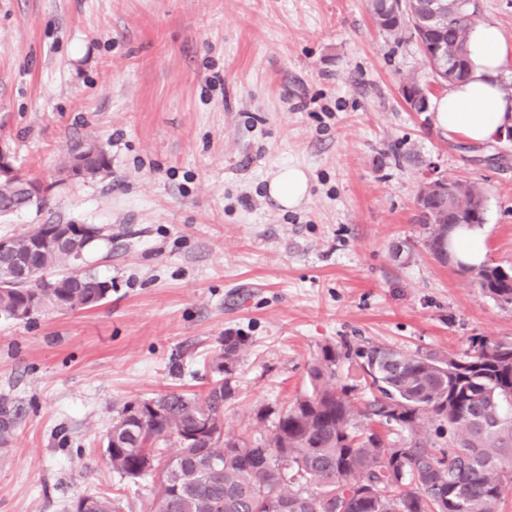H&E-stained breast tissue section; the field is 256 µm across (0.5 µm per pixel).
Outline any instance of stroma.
Instances as JSON below:
<instances>
[{
	"instance_id": "35a3bbf8",
	"label": "stroma",
	"mask_w": 512,
	"mask_h": 512,
	"mask_svg": "<svg viewBox=\"0 0 512 512\" xmlns=\"http://www.w3.org/2000/svg\"><path fill=\"white\" fill-rule=\"evenodd\" d=\"M411 79L447 89L369 0H0L15 167L56 181L89 143L110 162L0 236L112 231L82 261L112 284L99 306L0 321V512L95 492L149 512L157 478L112 472L106 435L125 402L204 395L226 334L246 342L224 427L251 439L309 392L322 346L462 356L512 338V305L435 260L417 205L427 175L480 184L486 262L512 267V140L443 134L406 105ZM288 165L311 179L291 210L266 192Z\"/></svg>"
}]
</instances>
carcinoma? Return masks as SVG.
<instances>
[{
    "label": "carcinoma",
    "instance_id": "1",
    "mask_svg": "<svg viewBox=\"0 0 512 512\" xmlns=\"http://www.w3.org/2000/svg\"><path fill=\"white\" fill-rule=\"evenodd\" d=\"M392 11L383 0H370L373 19L388 35L399 39L408 30L470 64V0H451L426 30L396 21ZM450 13L456 15L451 21ZM30 182L20 173L0 182L1 218L44 206L26 196ZM483 200L480 186L462 185L453 205L463 223H484ZM420 221L428 226V249L438 254L448 246L446 225L431 223L424 212ZM39 228L12 237L0 270L32 257L52 287L0 288L1 319L21 312L29 320L45 308H93L112 289L88 270H70L73 251L88 239L76 235L68 249L45 244L35 250ZM461 270L475 273L492 298L512 304V267ZM243 346L244 337L224 336V348L212 359L216 379L204 397L170 392L118 411L105 454L122 477L159 472L150 512H277L284 500L297 505L292 512H502L512 483V338L476 336L471 352L459 358L374 343L345 354L325 346L309 367L311 391L278 412L269 436L255 440L224 430V405L234 393L225 373L236 368ZM343 356L359 366L368 402L354 395L356 387L336 385ZM367 421L395 427L406 438L392 442L368 433ZM444 429L446 448L431 437ZM159 441L176 445V453L163 457ZM148 459L154 466L140 468ZM79 501L90 502L91 512H122L105 494Z\"/></svg>",
    "mask_w": 512,
    "mask_h": 512
}]
</instances>
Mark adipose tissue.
<instances>
[{
  "instance_id": "1",
  "label": "adipose tissue",
  "mask_w": 512,
  "mask_h": 512,
  "mask_svg": "<svg viewBox=\"0 0 512 512\" xmlns=\"http://www.w3.org/2000/svg\"><path fill=\"white\" fill-rule=\"evenodd\" d=\"M468 49L469 73L434 101V122L447 135L459 134L470 143L483 144L512 128V94L503 90L499 80L512 60V42L495 25L480 23L469 32ZM309 190V175L298 166L280 169L268 183L269 195L289 209L298 207ZM449 250L461 263L482 264L486 246L480 228H455L449 236Z\"/></svg>"
}]
</instances>
